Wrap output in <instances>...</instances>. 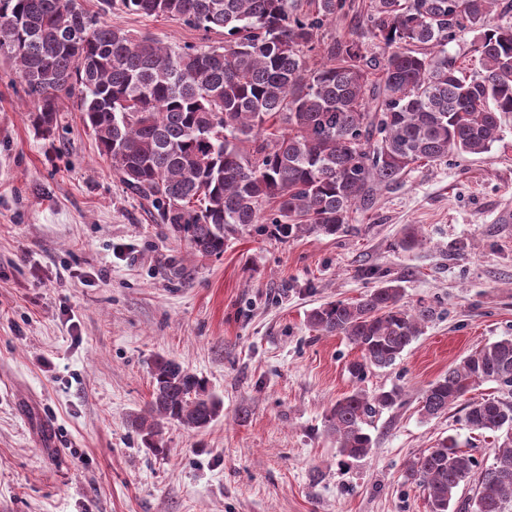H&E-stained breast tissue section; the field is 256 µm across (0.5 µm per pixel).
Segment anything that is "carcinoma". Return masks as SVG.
<instances>
[{"mask_svg":"<svg viewBox=\"0 0 512 512\" xmlns=\"http://www.w3.org/2000/svg\"><path fill=\"white\" fill-rule=\"evenodd\" d=\"M70 0H0V55L8 57L44 136L57 125L59 100L78 97L102 155L132 193L200 257L224 253L226 237L271 224L284 237L336 235L353 207L399 183L414 168L449 154H483L512 113V25L493 21L498 0H374L367 22L383 43L379 57L349 37L326 47L327 62L307 65L317 30L345 0H315L316 15L290 16L289 0H105L113 10L224 30V45L174 48L103 23ZM467 27L480 31L479 69L465 75L445 51ZM387 284L354 301L313 309L311 326L345 336L361 358L349 366L394 364L419 335L427 309H405ZM152 393L130 428L156 448L165 426L207 427L223 410L196 374L158 357ZM490 380L512 393V338L467 356L431 384L421 411L438 416L472 385ZM397 389L336 401L329 430L340 452L363 459L364 430ZM473 430H512V402L470 399ZM468 512H512V435L494 449ZM474 466L447 437L411 464L430 512H448Z\"/></svg>","mask_w":512,"mask_h":512,"instance_id":"cac0c4a2","label":"carcinoma"}]
</instances>
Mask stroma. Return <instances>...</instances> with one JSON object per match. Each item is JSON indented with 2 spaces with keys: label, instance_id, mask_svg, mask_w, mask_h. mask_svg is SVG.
Wrapping results in <instances>:
<instances>
[{
  "label": "stroma",
  "instance_id": "35a3bbf8",
  "mask_svg": "<svg viewBox=\"0 0 512 512\" xmlns=\"http://www.w3.org/2000/svg\"><path fill=\"white\" fill-rule=\"evenodd\" d=\"M354 13L325 23L310 55L359 34ZM82 9L136 35L199 49L220 32L181 21ZM0 57V512H429L408 475L455 437L475 466L449 512H466L494 462L496 433L470 430L462 404L422 414L429 385L471 352L512 337V114L481 155H449L355 207L343 233L282 238L268 224L197 257L100 153L74 100L50 137ZM420 240L401 241L407 229ZM399 284L432 312L396 362L352 377L359 350L313 329L319 305ZM164 356L223 402L207 428L168 425L162 452L128 426ZM393 388L369 419L370 454L342 456L328 429L336 401Z\"/></svg>",
  "mask_w": 512,
  "mask_h": 512
}]
</instances>
